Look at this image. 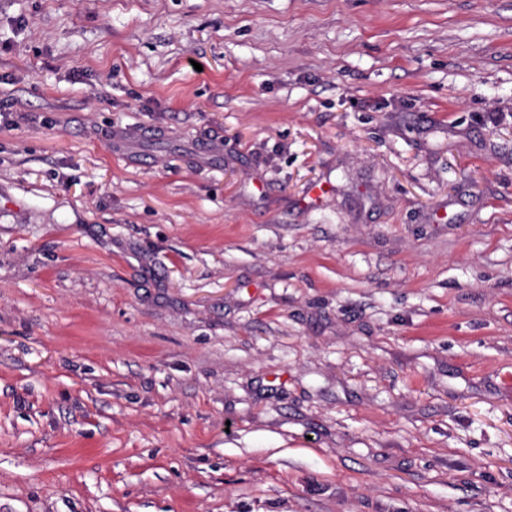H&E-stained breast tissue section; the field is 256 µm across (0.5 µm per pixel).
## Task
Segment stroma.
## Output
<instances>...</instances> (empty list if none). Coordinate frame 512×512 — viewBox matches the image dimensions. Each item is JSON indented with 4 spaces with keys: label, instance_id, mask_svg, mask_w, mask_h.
Masks as SVG:
<instances>
[{
    "label": "stroma",
    "instance_id": "1",
    "mask_svg": "<svg viewBox=\"0 0 512 512\" xmlns=\"http://www.w3.org/2000/svg\"><path fill=\"white\" fill-rule=\"evenodd\" d=\"M0 512H512V0H0Z\"/></svg>",
    "mask_w": 512,
    "mask_h": 512
}]
</instances>
